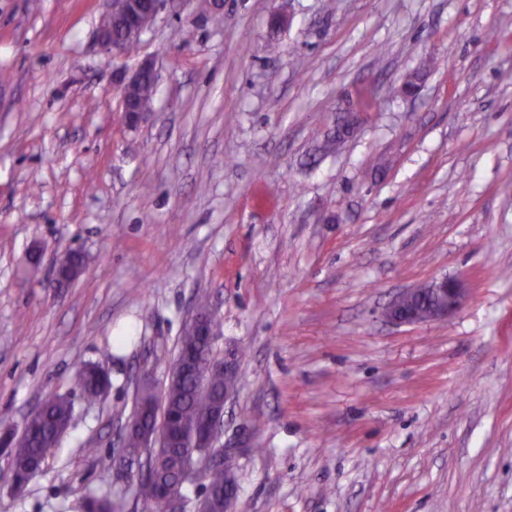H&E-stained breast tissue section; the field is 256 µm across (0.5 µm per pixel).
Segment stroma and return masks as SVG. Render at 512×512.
<instances>
[{"mask_svg":"<svg viewBox=\"0 0 512 512\" xmlns=\"http://www.w3.org/2000/svg\"><path fill=\"white\" fill-rule=\"evenodd\" d=\"M103 8L0 0V430L76 409L25 491L0 455V512H145L113 463L203 300L242 354L235 512H512V0H165L110 54ZM145 61L130 125L115 80ZM446 274L456 314L384 319ZM145 76H150L156 82L157 76L153 64L149 61L143 62L135 73L121 84V106L129 123H136L144 112H147L150 107L149 100L130 101L129 91L138 85ZM155 85L147 80L139 84L136 89L135 95L137 97L152 99L154 95ZM429 290L437 297L436 305L427 311H412L408 316L399 314V307L409 301L416 293ZM468 289L462 280L443 275L400 291L384 312L385 319L397 326L413 325L447 320L448 317L461 309L466 299ZM73 384L87 399H96L107 393L111 382L107 372L95 363L83 366L73 379Z\"/></svg>","mask_w":512,"mask_h":512,"instance_id":"35a3bbf8","label":"stroma"}]
</instances>
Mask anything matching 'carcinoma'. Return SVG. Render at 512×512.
Masks as SVG:
<instances>
[{
    "label": "carcinoma",
    "mask_w": 512,
    "mask_h": 512,
    "mask_svg": "<svg viewBox=\"0 0 512 512\" xmlns=\"http://www.w3.org/2000/svg\"><path fill=\"white\" fill-rule=\"evenodd\" d=\"M63 271L68 279L79 276L84 267L81 254L69 252L61 258ZM194 351L202 358L214 355L213 349L199 343L192 322L187 321L178 338V354ZM239 376L224 380L219 372L203 379L180 369L170 372L168 383L161 395H156L151 383H144L137 391L131 425L123 440V452L130 456L148 453L153 457L149 475L136 478L134 492L147 512H168L167 503L159 494V488L167 486L184 491L186 485L199 476L205 480L197 499L201 512H225L224 491L228 485H236L233 461L224 465L208 464L211 449L192 448L182 443L176 448H160L159 440L176 420L189 428L208 417L217 407L218 397L224 385L239 384ZM73 384L84 397L96 399L110 389V377L95 363L83 366L73 379ZM74 422V405L70 398L53 394L41 403L37 415L30 417L23 433L13 440L10 449L12 473L16 477L34 478L41 469L43 459L58 447ZM83 512H115L109 494H92L82 499Z\"/></svg>",
    "instance_id": "cac0c4a2"
}]
</instances>
